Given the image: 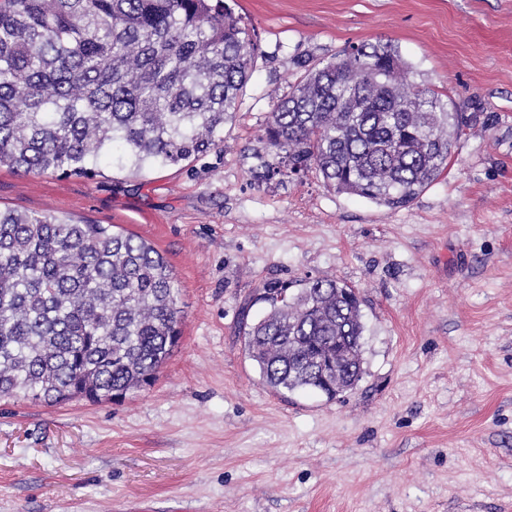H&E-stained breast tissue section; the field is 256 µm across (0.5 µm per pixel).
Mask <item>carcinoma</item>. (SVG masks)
Listing matches in <instances>:
<instances>
[{
	"label": "carcinoma",
	"instance_id": "cac0c4a2",
	"mask_svg": "<svg viewBox=\"0 0 512 512\" xmlns=\"http://www.w3.org/2000/svg\"><path fill=\"white\" fill-rule=\"evenodd\" d=\"M255 45L224 0H0V166L95 174L121 147L134 172L216 145ZM300 75L263 139L268 180L315 172L338 194L407 205L448 166L462 126L385 46H352ZM179 288L162 254L111 226L0 209V398L113 400L153 384L181 337ZM245 346L276 391L328 398L363 375L354 290L270 283ZM340 351V370L316 359Z\"/></svg>",
	"mask_w": 512,
	"mask_h": 512
}]
</instances>
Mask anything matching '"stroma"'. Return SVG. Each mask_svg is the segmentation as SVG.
Segmentation results:
<instances>
[{
  "label": "stroma",
  "mask_w": 512,
  "mask_h": 512,
  "mask_svg": "<svg viewBox=\"0 0 512 512\" xmlns=\"http://www.w3.org/2000/svg\"><path fill=\"white\" fill-rule=\"evenodd\" d=\"M258 45L210 152L134 174L0 168V207L154 246L182 338L118 402L0 400V512H512V0H225ZM388 45L471 114L447 169L389 209L316 173L264 181L301 57ZM355 288L364 370L336 399L274 391L241 320L265 284Z\"/></svg>",
  "instance_id": "35a3bbf8"
}]
</instances>
